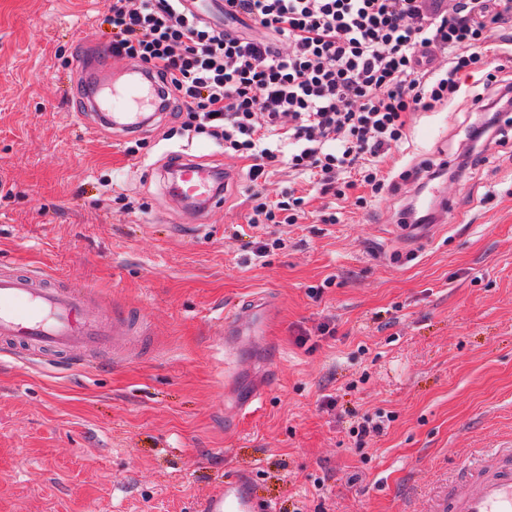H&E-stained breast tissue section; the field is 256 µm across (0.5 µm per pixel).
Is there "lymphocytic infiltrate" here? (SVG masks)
<instances>
[{
  "mask_svg": "<svg viewBox=\"0 0 512 512\" xmlns=\"http://www.w3.org/2000/svg\"><path fill=\"white\" fill-rule=\"evenodd\" d=\"M226 3L219 25L185 0H113L109 48L139 65L187 137L248 161L253 205L233 237L258 258L287 249L283 230L307 219L312 198L328 199L320 221L335 224L332 201L354 189L361 205L382 194V165L412 116L453 101L487 33L512 19V0H462L452 16L443 0ZM485 80L494 94L481 101L468 147L452 162L422 164L421 180L465 177L503 137L512 81ZM281 164L305 190L269 195Z\"/></svg>",
  "mask_w": 512,
  "mask_h": 512,
  "instance_id": "obj_1",
  "label": "lymphocytic infiltrate"
}]
</instances>
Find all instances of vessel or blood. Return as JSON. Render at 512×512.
I'll use <instances>...</instances> for the list:
<instances>
[{"instance_id":"obj_1","label":"vessel or blood","mask_w":512,"mask_h":512,"mask_svg":"<svg viewBox=\"0 0 512 512\" xmlns=\"http://www.w3.org/2000/svg\"><path fill=\"white\" fill-rule=\"evenodd\" d=\"M144 100V84L132 68L125 82L97 94L107 124L124 131L138 129ZM174 178L187 207L184 222L206 223L208 212L222 204L212 167L184 156ZM269 304L260 297L249 306L224 310L219 320L225 346H232L238 336L260 335ZM136 332L128 314L98 304L91 290L0 263V349L12 356L51 354L78 367ZM201 512H270V507L255 495L253 480L243 471L206 499ZM432 512H512V446L480 450L449 478L448 490L435 500Z\"/></svg>"}]
</instances>
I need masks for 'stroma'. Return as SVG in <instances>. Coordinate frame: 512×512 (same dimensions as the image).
Listing matches in <instances>:
<instances>
[{
  "mask_svg": "<svg viewBox=\"0 0 512 512\" xmlns=\"http://www.w3.org/2000/svg\"><path fill=\"white\" fill-rule=\"evenodd\" d=\"M111 13L112 0H0V261L93 289L147 333L109 367L0 356V512H194L242 468L273 512H431L449 471L512 438V137L442 184L453 205L417 250L401 240L402 185L340 200L339 223L307 220L255 261L231 238L246 161L165 115L131 156L130 136L81 110L78 60L106 44ZM511 38L489 33L473 82L512 79ZM474 119L464 97L416 113L385 172L451 160ZM178 152L237 174L199 231L167 190ZM260 293L267 333L241 338L225 379L217 314ZM326 321L335 334L315 335ZM254 389L262 405L229 427ZM378 412L384 433L355 448L351 423Z\"/></svg>",
  "mask_w": 512,
  "mask_h": 512,
  "instance_id": "35a3bbf8",
  "label": "stroma"
}]
</instances>
